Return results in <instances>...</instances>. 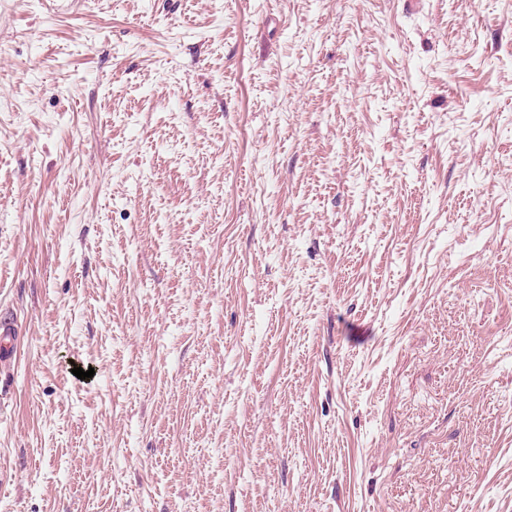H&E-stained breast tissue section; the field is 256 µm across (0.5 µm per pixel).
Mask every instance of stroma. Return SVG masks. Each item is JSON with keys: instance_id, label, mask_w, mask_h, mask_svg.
Masks as SVG:
<instances>
[{"instance_id": "1", "label": "stroma", "mask_w": 512, "mask_h": 512, "mask_svg": "<svg viewBox=\"0 0 512 512\" xmlns=\"http://www.w3.org/2000/svg\"><path fill=\"white\" fill-rule=\"evenodd\" d=\"M0 310V512H512V0H0ZM16 334L14 320L0 318V365L2 367H10L12 361L16 359Z\"/></svg>"}]
</instances>
